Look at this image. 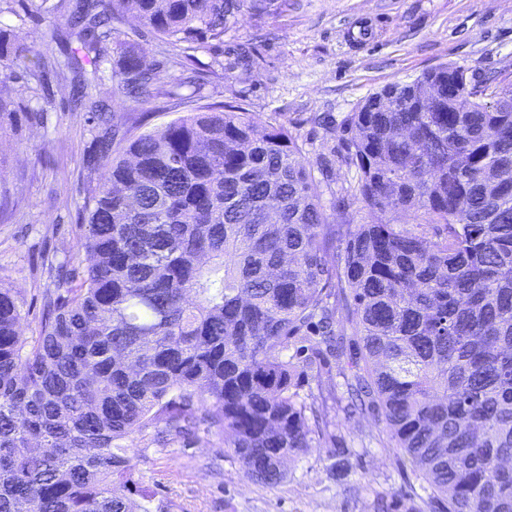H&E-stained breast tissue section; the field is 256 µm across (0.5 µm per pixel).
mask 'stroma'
<instances>
[{
	"label": "stroma",
	"instance_id": "stroma-1",
	"mask_svg": "<svg viewBox=\"0 0 512 512\" xmlns=\"http://www.w3.org/2000/svg\"><path fill=\"white\" fill-rule=\"evenodd\" d=\"M66 23L61 13L35 15L16 44L57 52L42 35ZM446 63L492 83L512 81V0H274L268 12L230 18L223 42L196 44L183 66L164 65L159 85L169 107L146 105L141 128L164 127L184 115L187 101L241 105L261 126L288 122L328 223L346 214L356 224L362 213L338 205L358 179L343 160L351 134L326 130L312 115L330 113L340 125L371 93ZM194 71L200 80L186 83ZM72 79L66 70L52 74L41 107L0 69V97L11 102L0 115V284L22 296L28 336L38 329L47 261L83 258L76 227L100 178L84 165L93 135L87 113L68 106ZM40 107L39 127L26 114ZM330 369L324 391L306 374L297 378L299 398L316 400L326 435L288 459L277 485L249 479L213 441L169 448L133 441L129 454L156 504L164 512H400L405 503L414 512H448L397 451L381 411H352L340 362Z\"/></svg>",
	"mask_w": 512,
	"mask_h": 512
}]
</instances>
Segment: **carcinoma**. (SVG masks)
Masks as SVG:
<instances>
[{
  "instance_id": "1",
  "label": "carcinoma",
  "mask_w": 512,
  "mask_h": 512,
  "mask_svg": "<svg viewBox=\"0 0 512 512\" xmlns=\"http://www.w3.org/2000/svg\"><path fill=\"white\" fill-rule=\"evenodd\" d=\"M269 0H41L70 32L60 55L12 72L22 87L80 73L101 179L78 225L84 259L51 261L36 336L0 288V512H152L128 441L214 437L267 484L325 437L294 391L309 353L346 356L362 409L448 512H512V88L473 96L469 68L442 64L365 98L346 118L358 170L347 207L396 224L327 223L297 135L238 105L196 106L155 131L101 97L103 48L135 34L191 49ZM0 29V61L16 55ZM81 44L83 57L69 47ZM112 93L159 100L158 65L119 43ZM352 325L356 346L335 333Z\"/></svg>"
}]
</instances>
